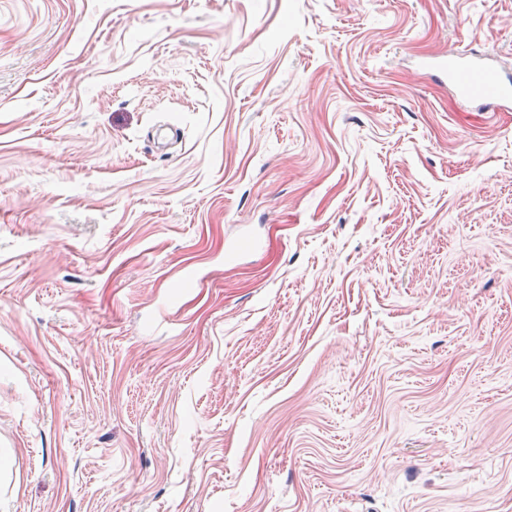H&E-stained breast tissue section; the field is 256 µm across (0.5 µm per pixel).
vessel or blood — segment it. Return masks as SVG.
<instances>
[{
  "mask_svg": "<svg viewBox=\"0 0 512 512\" xmlns=\"http://www.w3.org/2000/svg\"><path fill=\"white\" fill-rule=\"evenodd\" d=\"M430 67L458 99L478 100L488 112L512 109V79L496 74L490 56L457 52L435 58Z\"/></svg>",
  "mask_w": 512,
  "mask_h": 512,
  "instance_id": "obj_1",
  "label": "vessel or blood"
}]
</instances>
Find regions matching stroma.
I'll return each mask as SVG.
<instances>
[{
  "label": "stroma",
  "instance_id": "35a3bbf8",
  "mask_svg": "<svg viewBox=\"0 0 512 512\" xmlns=\"http://www.w3.org/2000/svg\"><path fill=\"white\" fill-rule=\"evenodd\" d=\"M512 0H0V512H512ZM427 68L440 74L442 82L448 84L458 99L479 101L486 112H503L512 109V79L502 77L486 54L457 52L435 58ZM492 75L493 83L488 90L475 94L470 81L475 75Z\"/></svg>",
  "mask_w": 512,
  "mask_h": 512
}]
</instances>
